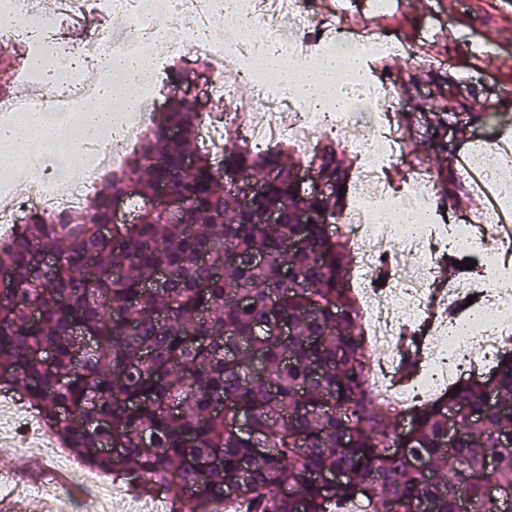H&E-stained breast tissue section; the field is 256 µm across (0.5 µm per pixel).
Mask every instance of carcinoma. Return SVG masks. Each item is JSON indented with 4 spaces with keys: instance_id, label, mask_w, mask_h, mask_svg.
<instances>
[{
    "instance_id": "cac0c4a2",
    "label": "carcinoma",
    "mask_w": 512,
    "mask_h": 512,
    "mask_svg": "<svg viewBox=\"0 0 512 512\" xmlns=\"http://www.w3.org/2000/svg\"><path fill=\"white\" fill-rule=\"evenodd\" d=\"M201 67L184 59L167 75L166 110L81 218L31 213L0 241V272L14 283L0 294V387L21 391L84 464L133 473L185 512L239 497L243 508L230 512H355L360 501L375 512H458L463 491L472 512H500L485 487L512 493V350L488 379L472 372L413 408L414 447L391 454L402 412L367 384L371 352L339 231L350 162L329 138L296 158L283 143L256 151L226 128L224 165L267 180L249 209L229 206L235 194L198 147L205 116L179 95ZM301 167L333 183L334 197L301 196ZM159 182L186 200L180 221L144 209ZM119 200L135 216L106 240L99 226ZM300 211L312 223H296ZM271 212L278 223H267ZM43 250L56 266L39 262ZM158 270L165 280L146 287ZM490 393L501 409H488ZM240 415L257 438L239 431ZM450 426L460 430L451 445ZM104 442L110 459L91 452ZM334 470L345 482L307 479Z\"/></svg>"
}]
</instances>
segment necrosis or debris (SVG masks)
Listing matches in <instances>:
<instances>
[{"label": "necrosis or debris", "instance_id": "1", "mask_svg": "<svg viewBox=\"0 0 512 512\" xmlns=\"http://www.w3.org/2000/svg\"><path fill=\"white\" fill-rule=\"evenodd\" d=\"M84 11L106 17L109 23L75 42L53 30L38 0H0V42L27 46L41 60L43 72L36 89L0 103V123L19 111L53 118L72 114L96 93L95 84L74 75V63L95 62L105 50L158 62L175 55L167 34L166 17L171 13L187 32L190 50L202 52L209 65L212 98L238 114L252 111L241 127L255 148L287 141L305 153L322 135H341L349 120L348 113L337 111L335 95L313 106L282 89L272 73L254 66L270 49L289 61L299 60V38L312 23L305 0H85ZM217 14L224 17L223 27L212 24ZM243 18L261 26L263 40L242 38ZM156 80V70H146L139 82V108L131 111L116 105L112 126L87 140L86 167L78 177L48 166L27 179L22 193L13 180L0 178V235L14 231L36 210L52 218L84 212L103 180L124 171L130 148L147 131ZM242 80L256 88L257 110L238 97ZM395 140L394 133L375 132L358 144L361 165L343 225L353 255L351 285L381 350L369 383L375 393L406 410L433 400L447 383L512 345V324L498 305L500 297L512 295V226L425 223L431 211V180L426 173L417 172L407 187L396 191L381 180L396 153ZM477 244L482 250L474 309L465 317L454 312L438 315L431 281L441 260L439 248L465 250ZM404 251L415 255L413 264L401 262ZM23 430L41 457L71 469L55 430L34 424L30 413L0 407V446L10 445ZM83 476L97 488L84 512H172L165 493L144 500L126 489L125 478L106 483L90 470Z\"/></svg>", "mask_w": 512, "mask_h": 512}]
</instances>
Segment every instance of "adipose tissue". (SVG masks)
<instances>
[{"mask_svg":"<svg viewBox=\"0 0 512 512\" xmlns=\"http://www.w3.org/2000/svg\"><path fill=\"white\" fill-rule=\"evenodd\" d=\"M262 61L287 91L314 101L335 89L336 75L344 65H351L358 74L364 71V57L356 47L343 49L311 67H288L271 52ZM144 69L143 59L104 51L93 73L99 92L83 112L70 115L61 124L40 112L14 113L0 127V173L20 180L48 157H72L83 139L111 125L113 104L134 102L137 78Z\"/></svg>","mask_w":512,"mask_h":512,"instance_id":"1","label":"adipose tissue"}]
</instances>
